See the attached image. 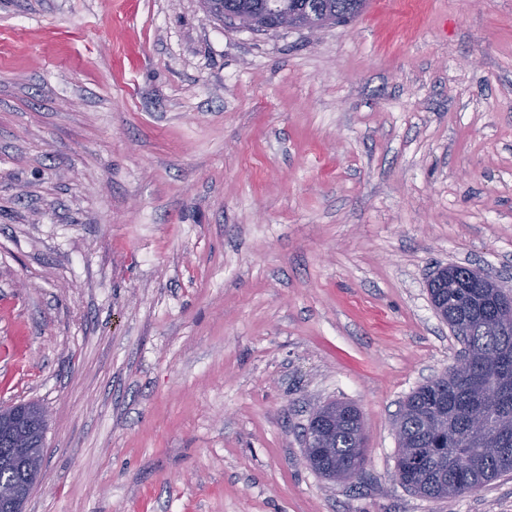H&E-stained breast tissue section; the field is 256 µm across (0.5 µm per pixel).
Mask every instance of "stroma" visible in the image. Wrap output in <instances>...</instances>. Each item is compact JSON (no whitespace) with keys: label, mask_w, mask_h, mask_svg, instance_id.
Returning a JSON list of instances; mask_svg holds the SVG:
<instances>
[{"label":"stroma","mask_w":512,"mask_h":512,"mask_svg":"<svg viewBox=\"0 0 512 512\" xmlns=\"http://www.w3.org/2000/svg\"><path fill=\"white\" fill-rule=\"evenodd\" d=\"M512 286V0L256 32L201 0H0V407L24 512H512L442 500L393 420L461 344L428 280ZM357 406L352 482L303 430ZM26 408L29 411V419L24 424L23 430L28 437L29 450L40 460L46 427L45 416L42 410L34 404H26Z\"/></svg>","instance_id":"stroma-1"}]
</instances>
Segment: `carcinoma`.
<instances>
[{
	"mask_svg": "<svg viewBox=\"0 0 512 512\" xmlns=\"http://www.w3.org/2000/svg\"><path fill=\"white\" fill-rule=\"evenodd\" d=\"M312 2L326 24L347 23L359 16L367 0H222L224 10L214 14L233 24L255 13L275 9L297 12ZM429 295L437 314L452 328L470 354L472 364L464 375L454 370L410 393L397 421L400 438L396 469L400 483L422 497L446 499L471 492L512 473V427L472 435L477 415L512 421V322L496 318L498 293L481 288L477 275L461 270L454 277H437L429 283ZM24 424L29 450L41 456L45 416L34 404L26 405ZM354 406L329 403L320 408L336 417L330 444L333 457L313 470L327 479H348V469H362L365 438L352 416ZM0 439V481L32 489L39 472L23 469L8 454Z\"/></svg>",
	"mask_w": 512,
	"mask_h": 512,
	"instance_id": "obj_1",
	"label": "carcinoma"
}]
</instances>
